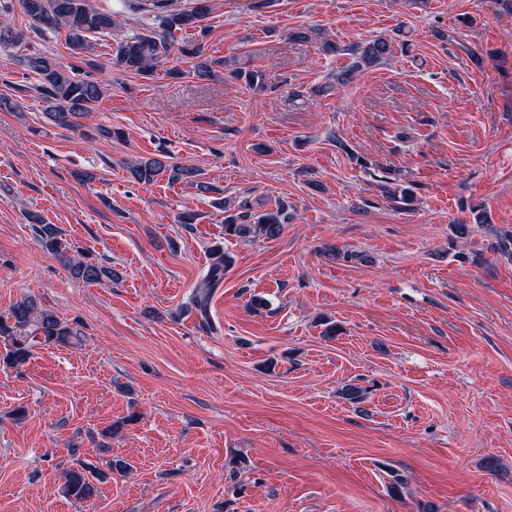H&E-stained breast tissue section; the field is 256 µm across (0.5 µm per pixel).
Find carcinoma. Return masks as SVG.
<instances>
[{
	"mask_svg": "<svg viewBox=\"0 0 512 512\" xmlns=\"http://www.w3.org/2000/svg\"><path fill=\"white\" fill-rule=\"evenodd\" d=\"M122 3L129 9L134 4L141 5V9L154 14L158 26L118 42L113 66L125 72L150 75L176 49L180 55L193 59L192 73L195 77L205 79L212 76L213 65L218 60L205 57L204 42L178 47L173 43V35L177 31L194 27L205 31L202 21L209 14V0H192V5L187 8L176 7L174 0H122ZM19 5L30 27L65 33L71 61L64 63L43 53L31 52L23 56L22 63L37 80L35 91L41 95L47 118L61 128H79V119L92 111L105 93L104 84L92 73L97 63L93 59L94 43L90 36L112 30L119 25V20L112 11L92 7L89 0H19ZM12 10V0H0L1 50L24 44V33L9 22ZM289 36L296 41L314 42L326 54L343 52L350 55V65L336 75L339 84L349 82L355 72L378 65L393 53L392 41L383 37L342 49L315 27L296 28L290 31ZM128 167L131 178L138 183L149 184L165 174L171 184L195 182L204 192L212 190L208 184L195 181L198 176L196 167L174 162L164 153L135 158L128 162ZM287 219L285 207L281 205L256 215L250 211V204L245 198L234 206L224 202V235L227 237L275 239L280 236ZM33 220L34 232L42 246L61 259L74 279L91 284L112 280L115 272L111 267L92 260L89 254L63 237L56 225L44 223L39 216ZM232 263L233 259L227 252L212 259L193 296L201 316L207 315L212 289L224 278V271ZM80 336L78 329L62 321L56 313L42 308L33 295L21 298L7 313L0 315V342L5 348L3 363L13 367L26 363L32 355V348L38 344L69 345ZM106 476L107 473L79 460L76 466L62 472L63 493L76 500H89L96 496L98 482Z\"/></svg>",
	"mask_w": 512,
	"mask_h": 512,
	"instance_id": "1",
	"label": "carcinoma"
}]
</instances>
